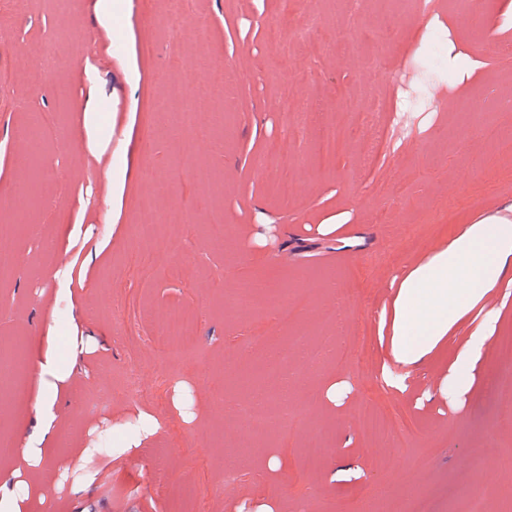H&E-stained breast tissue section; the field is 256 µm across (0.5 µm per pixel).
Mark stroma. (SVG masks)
Returning <instances> with one entry per match:
<instances>
[{"label":"stroma","mask_w":512,"mask_h":512,"mask_svg":"<svg viewBox=\"0 0 512 512\" xmlns=\"http://www.w3.org/2000/svg\"><path fill=\"white\" fill-rule=\"evenodd\" d=\"M96 2L27 0L14 13L0 0V345L30 358L79 353L57 424L34 409L37 373L22 391L0 388V436L45 450L28 512L77 502L90 512L200 502L207 512H392L447 488L441 512H469L475 497L486 512H512V466L499 461L512 425L496 400L481 392L452 409L416 399L433 391L447 351L416 370L414 393L361 390L386 362L378 316L394 276L458 225L512 204V155L498 148L512 112L497 106L512 90V0H186L175 30L171 0H131L105 28ZM210 61L224 68V95L210 103L223 121L171 149L158 109L171 87L191 95L210 83ZM44 68L41 84L10 80ZM90 98L102 112L92 148L81 136ZM28 126L42 129L37 143L20 137ZM325 130L329 151L316 137ZM283 140L287 152L272 151ZM123 151L134 165L116 210L107 171ZM32 153L36 171L20 163ZM277 182L287 196L272 194ZM181 209L194 222L164 223ZM343 210L345 239L319 237L316 224ZM64 280L74 317L58 295ZM175 316L184 336L168 331ZM355 335L372 345L368 372L329 359L266 369L278 350ZM129 367L150 400L125 394ZM338 381L351 392L335 406L324 393ZM179 385L193 399L189 421L172 403ZM372 402L405 411L415 439H366L355 411ZM279 405L295 431L269 426ZM142 409L162 424L151 441L119 462L76 461Z\"/></svg>","instance_id":"obj_1"}]
</instances>
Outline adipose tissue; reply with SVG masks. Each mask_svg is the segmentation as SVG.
<instances>
[{
    "label": "adipose tissue",
    "mask_w": 512,
    "mask_h": 512,
    "mask_svg": "<svg viewBox=\"0 0 512 512\" xmlns=\"http://www.w3.org/2000/svg\"><path fill=\"white\" fill-rule=\"evenodd\" d=\"M505 283H512V216L501 213L462 225L448 244L401 272L379 320V333L387 337L389 353L398 365L397 370H383L385 387L407 392L412 369L433 359L447 337L466 326L470 333L446 365L437 396L451 407L472 396L488 369L489 350L504 320L503 308L493 299ZM38 366L41 386L34 407L52 423L57 400L72 373L71 363L49 352ZM124 427L126 437L104 450L115 460L156 435L161 423L142 411ZM41 453L34 443L13 451L16 491L0 496V512H24L30 483L22 473L37 467Z\"/></svg>",
    "instance_id": "adipose-tissue-1"
}]
</instances>
